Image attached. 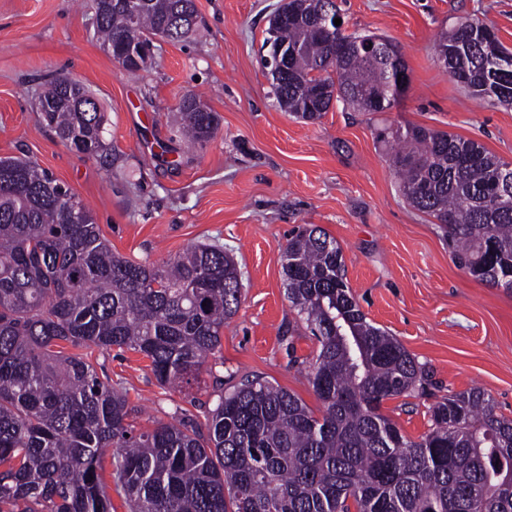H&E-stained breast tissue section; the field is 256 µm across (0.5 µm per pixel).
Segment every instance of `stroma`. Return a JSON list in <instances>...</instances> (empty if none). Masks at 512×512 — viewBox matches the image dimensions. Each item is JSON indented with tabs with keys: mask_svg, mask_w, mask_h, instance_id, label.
<instances>
[{
	"mask_svg": "<svg viewBox=\"0 0 512 512\" xmlns=\"http://www.w3.org/2000/svg\"><path fill=\"white\" fill-rule=\"evenodd\" d=\"M198 21L181 42L156 41L146 67L119 69L94 34V0H0V158L36 161L91 212L113 252L161 262L203 242L224 246L242 297L219 353L197 384L160 386L141 355L88 351L139 415L205 425L220 386L260 377L318 400L292 357L318 344L292 308L282 264L293 231L314 224L341 247L368 320L429 371L432 384L386 400L382 411L417 439L440 397L481 388L512 418V290L461 270L435 220L410 206L389 164L387 126L421 125L482 144L512 164V106L471 97L448 74L435 41L458 20L494 27L512 50V0H336L348 32L394 40L410 86L390 110L336 103L316 121L284 112L262 64L279 0H195ZM81 82L106 116L105 159L70 150L44 128L45 76ZM201 94L220 118L216 137L191 143L177 129L181 96Z\"/></svg>",
	"mask_w": 512,
	"mask_h": 512,
	"instance_id": "35a3bbf8",
	"label": "stroma"
}]
</instances>
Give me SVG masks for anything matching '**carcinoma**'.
<instances>
[{"mask_svg":"<svg viewBox=\"0 0 512 512\" xmlns=\"http://www.w3.org/2000/svg\"><path fill=\"white\" fill-rule=\"evenodd\" d=\"M181 1L198 17L194 0H142L135 38L151 43L169 26V40L187 37L196 23L173 25ZM308 11L338 8L310 0ZM96 13L99 39L122 52L129 17L113 0H96ZM359 38L323 31L308 15L268 27L263 45L288 50V75L268 71L281 108L320 119L332 79L337 99L363 112L397 103L406 62L356 53ZM437 48L468 92L512 105V51L496 32L464 20ZM65 78L46 80L42 119L71 149L100 156L104 114L84 85ZM188 97L177 107L182 131L203 146L219 117ZM390 138L404 197L437 220L456 264L512 290V204L497 201L512 165L423 126L393 128ZM282 273L288 301L318 342L309 380L320 414L256 377L218 395L205 434L181 420L137 433L126 393L83 350L138 353L161 386L197 381L241 303L236 263L203 243L159 264L120 256L67 186L32 160L1 158L0 512H115L112 489L129 512H512V419L473 387L437 401L424 436H405L381 408L421 387L424 367L367 320L340 246L321 227H305L288 239Z\"/></svg>","mask_w":512,"mask_h":512,"instance_id":"carcinoma-1","label":"carcinoma"}]
</instances>
